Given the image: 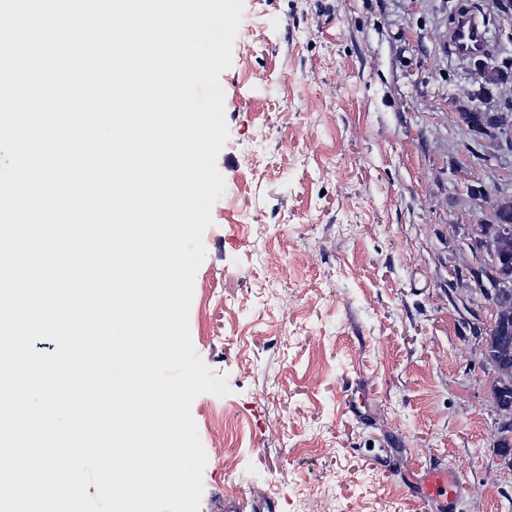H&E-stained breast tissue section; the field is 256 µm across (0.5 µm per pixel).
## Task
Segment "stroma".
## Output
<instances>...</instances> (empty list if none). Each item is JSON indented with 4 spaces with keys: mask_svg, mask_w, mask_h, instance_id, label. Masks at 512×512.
Returning a JSON list of instances; mask_svg holds the SVG:
<instances>
[{
    "mask_svg": "<svg viewBox=\"0 0 512 512\" xmlns=\"http://www.w3.org/2000/svg\"><path fill=\"white\" fill-rule=\"evenodd\" d=\"M457 0H244L223 71L225 193L204 234L190 331L229 395L192 415L200 512L225 496L278 512H441L405 473L453 467V512H512V462L483 363L495 307L476 225L512 199V149L471 134L512 80L444 50ZM362 416L346 409L351 391ZM233 417L225 469L210 425Z\"/></svg>",
    "mask_w": 512,
    "mask_h": 512,
    "instance_id": "1",
    "label": "stroma"
}]
</instances>
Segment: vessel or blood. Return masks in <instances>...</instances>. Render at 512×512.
Wrapping results in <instances>:
<instances>
[{
  "label": "vessel or blood",
  "instance_id": "obj_1",
  "mask_svg": "<svg viewBox=\"0 0 512 512\" xmlns=\"http://www.w3.org/2000/svg\"><path fill=\"white\" fill-rule=\"evenodd\" d=\"M443 42L453 56L463 61L487 57L493 52L487 37L485 19L469 0H460L443 36ZM458 480L456 470L432 469L418 482L416 492L424 500L440 501L450 508L455 502L454 489Z\"/></svg>",
  "mask_w": 512,
  "mask_h": 512
}]
</instances>
